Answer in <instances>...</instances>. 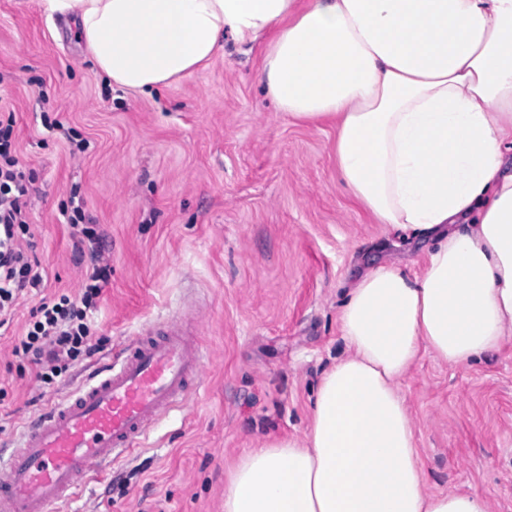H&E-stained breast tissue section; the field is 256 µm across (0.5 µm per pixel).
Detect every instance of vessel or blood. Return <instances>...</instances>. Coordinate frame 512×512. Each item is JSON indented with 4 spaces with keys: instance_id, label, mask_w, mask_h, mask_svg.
I'll use <instances>...</instances> for the list:
<instances>
[{
    "instance_id": "b4317fda",
    "label": "vessel or blood",
    "mask_w": 512,
    "mask_h": 512,
    "mask_svg": "<svg viewBox=\"0 0 512 512\" xmlns=\"http://www.w3.org/2000/svg\"><path fill=\"white\" fill-rule=\"evenodd\" d=\"M203 366L195 327L184 318L140 335L25 427L0 463V512H56L71 502L92 470L183 407Z\"/></svg>"
}]
</instances>
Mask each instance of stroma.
Returning <instances> with one entry per match:
<instances>
[{
	"label": "stroma",
	"instance_id": "35a3bbf8",
	"mask_svg": "<svg viewBox=\"0 0 512 512\" xmlns=\"http://www.w3.org/2000/svg\"><path fill=\"white\" fill-rule=\"evenodd\" d=\"M260 66V46L229 41L195 73L132 92L93 72L75 26L50 20L41 0H0V110L14 114L16 155L33 173L30 233L46 272L0 335V444L188 307L206 352L183 412L59 512H224L242 454L307 432L320 378L347 352L346 289L378 263L424 268L420 238L376 223L346 193L335 123L276 111ZM74 190L112 267L103 348L46 388L12 349L41 299L82 291L89 259L61 214ZM401 394L428 491L469 485L489 512H512V335L466 366L421 353Z\"/></svg>",
	"mask_w": 512,
	"mask_h": 512
}]
</instances>
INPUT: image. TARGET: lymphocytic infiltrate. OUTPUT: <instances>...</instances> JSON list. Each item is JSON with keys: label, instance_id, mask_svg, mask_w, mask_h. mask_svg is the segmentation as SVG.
<instances>
[{"label": "lymphocytic infiltrate", "instance_id": "obj_1", "mask_svg": "<svg viewBox=\"0 0 512 512\" xmlns=\"http://www.w3.org/2000/svg\"><path fill=\"white\" fill-rule=\"evenodd\" d=\"M14 116L0 113V329L11 324L14 306L23 293L40 288L44 269L37 258L29 232L27 197L30 174L20 166L10 142ZM82 206H73L66 221L76 228L81 242L87 243L91 265L86 272L80 301L68 295L42 301L32 314L25 336L18 338L13 354L35 366L38 379L52 384L74 362L90 357L97 350L91 314L108 284L112 268L103 263L100 234L83 223Z\"/></svg>", "mask_w": 512, "mask_h": 512}]
</instances>
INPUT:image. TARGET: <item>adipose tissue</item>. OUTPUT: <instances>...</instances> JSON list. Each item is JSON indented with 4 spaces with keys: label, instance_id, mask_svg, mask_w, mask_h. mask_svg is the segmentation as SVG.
I'll return each instance as SVG.
<instances>
[{
    "label": "adipose tissue",
    "instance_id": "1",
    "mask_svg": "<svg viewBox=\"0 0 512 512\" xmlns=\"http://www.w3.org/2000/svg\"><path fill=\"white\" fill-rule=\"evenodd\" d=\"M97 73L151 92L224 47L263 42L278 111L335 121L343 186L378 223L430 235L421 275L380 265L338 310L347 354L303 437L249 449L224 512H488L426 489L400 386L512 335V0H42Z\"/></svg>",
    "mask_w": 512,
    "mask_h": 512
}]
</instances>
